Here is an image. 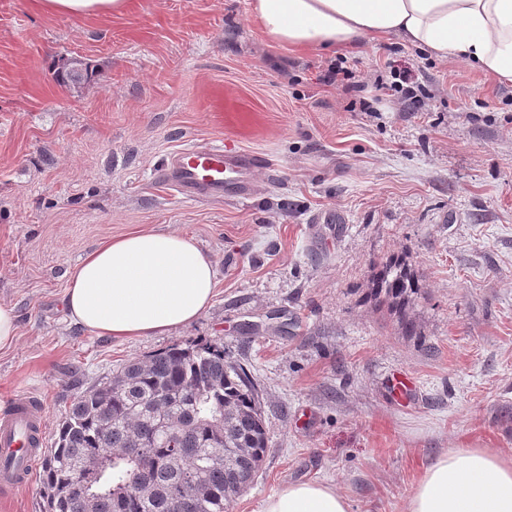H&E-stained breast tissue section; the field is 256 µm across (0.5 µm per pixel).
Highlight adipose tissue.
<instances>
[{
  "label": "adipose tissue",
  "instance_id": "1",
  "mask_svg": "<svg viewBox=\"0 0 512 512\" xmlns=\"http://www.w3.org/2000/svg\"><path fill=\"white\" fill-rule=\"evenodd\" d=\"M129 0H35L45 12L122 14ZM262 33L291 49L354 47L392 35L438 59L512 81V0H251ZM212 258L189 236L136 231L101 242L68 273L64 307L98 336L162 335L196 321L215 296ZM262 512H350L335 486L292 482ZM407 512H512V459L451 450L425 469Z\"/></svg>",
  "mask_w": 512,
  "mask_h": 512
}]
</instances>
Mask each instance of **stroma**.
Instances as JSON below:
<instances>
[{
    "mask_svg": "<svg viewBox=\"0 0 512 512\" xmlns=\"http://www.w3.org/2000/svg\"><path fill=\"white\" fill-rule=\"evenodd\" d=\"M250 0H129L74 17L0 0V400H40L45 442L79 393L122 365L207 340L262 390L269 451L227 512H261L286 483L325 481L351 512H407L440 454L512 458V83L402 39L291 52ZM77 58L95 81L66 89ZM370 84L409 67L419 109L323 85L332 62ZM260 156L247 201L159 181L183 148ZM187 234L218 285L195 322L115 340L71 321L67 272L133 230ZM408 253L422 284L415 339L363 301L371 263ZM413 391L394 398L392 380ZM18 330L15 310L7 305H0V349L9 347L15 340Z\"/></svg>",
    "mask_w": 512,
    "mask_h": 512,
    "instance_id": "35a3bbf8",
    "label": "stroma"
}]
</instances>
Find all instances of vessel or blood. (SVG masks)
<instances>
[{
	"label": "vessel or blood",
	"instance_id": "obj_1",
	"mask_svg": "<svg viewBox=\"0 0 512 512\" xmlns=\"http://www.w3.org/2000/svg\"><path fill=\"white\" fill-rule=\"evenodd\" d=\"M259 161L248 154L234 155L222 146L186 148L166 161L159 179L195 198L223 196L232 190L247 197V174ZM44 436L42 411L28 397L16 394L0 405V487L8 489L33 474L32 442Z\"/></svg>",
	"mask_w": 512,
	"mask_h": 512
}]
</instances>
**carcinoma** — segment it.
I'll return each mask as SVG.
<instances>
[{
  "instance_id": "cac0c4a2",
  "label": "carcinoma",
  "mask_w": 512,
  "mask_h": 512,
  "mask_svg": "<svg viewBox=\"0 0 512 512\" xmlns=\"http://www.w3.org/2000/svg\"><path fill=\"white\" fill-rule=\"evenodd\" d=\"M92 77L90 66L72 61L54 79L71 88ZM420 292L405 255L383 262L365 289L372 308L414 337ZM267 452L249 369L222 345H176L128 362L76 397L42 454L44 512H226ZM132 478L145 484L135 498L123 492Z\"/></svg>"
}]
</instances>
